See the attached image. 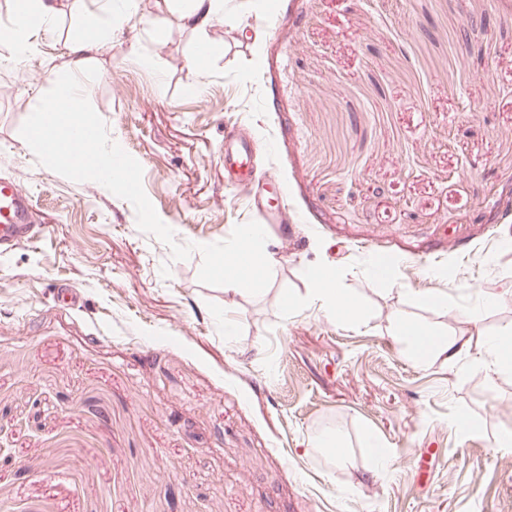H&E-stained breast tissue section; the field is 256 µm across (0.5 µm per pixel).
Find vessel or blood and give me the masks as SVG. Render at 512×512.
Returning a JSON list of instances; mask_svg holds the SVG:
<instances>
[{"mask_svg":"<svg viewBox=\"0 0 512 512\" xmlns=\"http://www.w3.org/2000/svg\"><path fill=\"white\" fill-rule=\"evenodd\" d=\"M256 143L248 139L226 141L224 165L251 173ZM33 200L17 183L0 181V252L7 253L33 238Z\"/></svg>","mask_w":512,"mask_h":512,"instance_id":"b4317fda","label":"vessel or blood"}]
</instances>
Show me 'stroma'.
<instances>
[{
    "instance_id": "1",
    "label": "stroma",
    "mask_w": 512,
    "mask_h": 512,
    "mask_svg": "<svg viewBox=\"0 0 512 512\" xmlns=\"http://www.w3.org/2000/svg\"><path fill=\"white\" fill-rule=\"evenodd\" d=\"M62 2L25 64L0 41V180L43 228L0 254V439L26 467L0 472V512H512V373L423 365L390 333L399 312L450 332L476 306L485 339L512 322V212H492L512 193V0H238L246 35L139 0L83 91L196 244L185 261L20 135L71 41L104 20ZM239 136L262 147L247 178L222 160ZM268 204V288L200 283V245ZM376 258L395 261L391 282L369 281ZM331 261L358 321L305 300ZM61 282L81 308L57 305ZM438 289L448 310L422 302ZM327 428L345 466L308 446Z\"/></svg>"
}]
</instances>
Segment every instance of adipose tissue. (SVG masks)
Listing matches in <instances>:
<instances>
[{"mask_svg":"<svg viewBox=\"0 0 512 512\" xmlns=\"http://www.w3.org/2000/svg\"><path fill=\"white\" fill-rule=\"evenodd\" d=\"M58 10L56 0H18L10 29V38L17 48L18 59H25L33 40L42 27L47 26ZM231 0H181L180 19L186 27L205 32L224 14L234 12ZM112 25L94 27L91 34L83 36L68 47L67 70L77 75L84 71L96 54L103 51L115 38ZM311 301L317 302L328 313L352 319L360 312V302L340 286V271L333 264L325 263L311 270ZM392 333L408 338L416 359L426 363L432 360L455 362L474 356L477 368L487 376H495L512 367V323L504 324L495 337L473 344L470 330L438 333L399 316L394 320Z\"/></svg>","mask_w":512,"mask_h":512,"instance_id":"ef3b65f1","label":"adipose tissue"}]
</instances>
